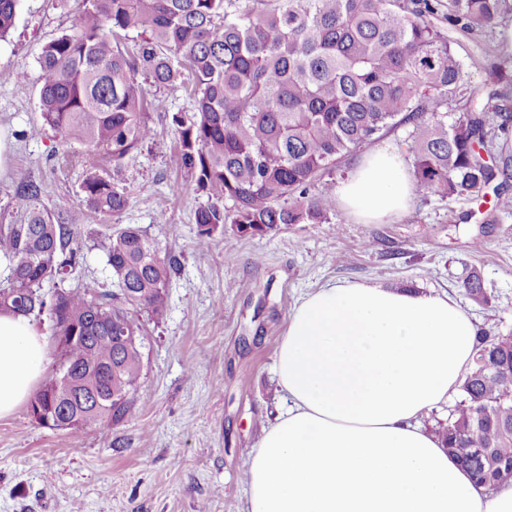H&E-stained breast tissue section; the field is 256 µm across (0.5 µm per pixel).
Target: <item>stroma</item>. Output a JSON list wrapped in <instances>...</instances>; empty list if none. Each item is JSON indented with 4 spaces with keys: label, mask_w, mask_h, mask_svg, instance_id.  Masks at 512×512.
Segmentation results:
<instances>
[{
    "label": "stroma",
    "mask_w": 512,
    "mask_h": 512,
    "mask_svg": "<svg viewBox=\"0 0 512 512\" xmlns=\"http://www.w3.org/2000/svg\"><path fill=\"white\" fill-rule=\"evenodd\" d=\"M82 0H21L0 41V219L21 211L19 180L39 184L37 204L83 210L78 281L112 289L100 242L135 224L180 267L161 323L144 320L146 386L116 426L77 436L32 421L26 407L0 418V512H249L247 469L263 427L283 404L276 352L298 300L333 281L445 292L476 327L512 332V214L489 203L416 192L384 224L337 212L327 224H291L264 238L215 235L197 245L195 213L175 152V112L194 108L182 88L163 90L153 139L126 159L127 208L105 217L85 207L79 145L45 127L37 82L46 43L68 32ZM40 127L31 135L32 127ZM477 271L492 301L468 304Z\"/></svg>",
    "instance_id": "obj_1"
}]
</instances>
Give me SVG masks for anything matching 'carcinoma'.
Segmentation results:
<instances>
[{"mask_svg":"<svg viewBox=\"0 0 512 512\" xmlns=\"http://www.w3.org/2000/svg\"><path fill=\"white\" fill-rule=\"evenodd\" d=\"M448 30L476 38L512 12V0H447ZM20 0H0V39ZM440 0H86L71 32L43 48L38 81L44 123L84 147L88 207L122 212L125 160L152 139L146 85L192 79L195 108L171 121L187 186L207 197L195 214L199 244L231 227L265 237L288 224H328L336 199L314 191L324 174L378 134L409 125L413 177L426 193L478 201L512 196L508 160L493 163L512 116L497 90L481 103L434 22ZM489 80L512 81V57L484 55ZM466 112L448 121V104ZM112 165V177L98 174ZM83 213L65 200L25 207L0 224V311L46 317L58 369L31 397V419L68 434L121 424L145 384L139 313L168 310L177 259L136 225L107 237L116 290L95 281L63 285L79 263ZM59 284L46 293L43 285ZM470 301L490 296L480 275L464 281ZM462 399L437 423L448 455L476 485L512 481V333L477 330Z\"/></svg>","mask_w":512,"mask_h":512,"instance_id":"obj_1","label":"carcinoma"}]
</instances>
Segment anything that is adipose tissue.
I'll list each match as a JSON object with an SVG mask.
<instances>
[{"label": "adipose tissue", "mask_w": 512, "mask_h": 512, "mask_svg": "<svg viewBox=\"0 0 512 512\" xmlns=\"http://www.w3.org/2000/svg\"><path fill=\"white\" fill-rule=\"evenodd\" d=\"M413 194L402 158L375 151L336 203L382 224ZM476 332L444 293L344 281L301 298L275 359L285 406L249 458L250 512H512V483L476 486L423 423L456 391ZM46 351L32 321L0 313V418L30 398Z\"/></svg>", "instance_id": "1"}]
</instances>
